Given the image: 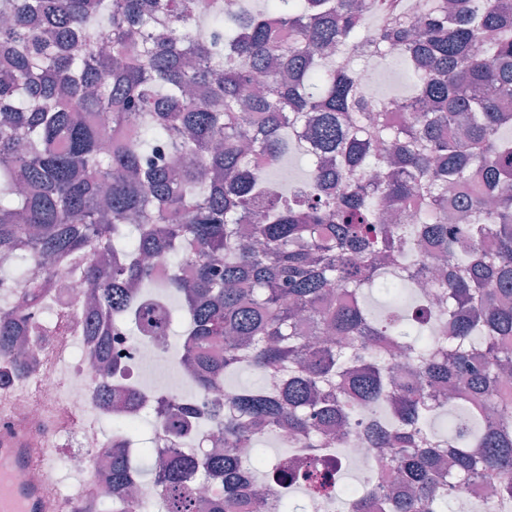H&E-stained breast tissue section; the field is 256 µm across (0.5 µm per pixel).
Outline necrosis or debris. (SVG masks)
I'll return each instance as SVG.
<instances>
[{"instance_id":"necrosis-or-debris-1","label":"necrosis or debris","mask_w":512,"mask_h":512,"mask_svg":"<svg viewBox=\"0 0 512 512\" xmlns=\"http://www.w3.org/2000/svg\"><path fill=\"white\" fill-rule=\"evenodd\" d=\"M54 286L50 293L29 303L28 341L38 364L34 370L16 377L5 388L12 401L7 408L10 421L39 436L52 432L51 414L72 419V427L61 435V446L76 471L84 475L89 490L81 502L83 512H98V505L112 493L108 464L114 447L125 448L132 465L129 482L140 500L159 503L162 478L144 474L140 456L143 452L162 457H186L208 449L213 439L209 432L213 423L201 418L186 417L187 409L204 399L224 402L228 390H197L190 376L180 372L185 349L168 346L169 336L160 333L147 336L132 330L124 321L105 322L107 341L116 370L104 373L94 364L91 353L95 342L83 333L84 317L79 303L87 283L82 273L73 267H58L53 271ZM74 343L81 355L65 369L52 366L50 360L65 344ZM136 393L141 411H152L160 402L170 404L172 414L183 419L179 431H170L158 424L149 443H142L137 432L112 429L118 415L120 396ZM318 457L338 463L365 462L367 484L384 486L369 445L360 432H352L341 449H317Z\"/></svg>"}]
</instances>
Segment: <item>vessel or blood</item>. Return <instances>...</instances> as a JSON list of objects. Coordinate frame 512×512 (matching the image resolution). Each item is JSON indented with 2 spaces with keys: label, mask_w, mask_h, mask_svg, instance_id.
<instances>
[{
  "label": "vessel or blood",
  "mask_w": 512,
  "mask_h": 512,
  "mask_svg": "<svg viewBox=\"0 0 512 512\" xmlns=\"http://www.w3.org/2000/svg\"><path fill=\"white\" fill-rule=\"evenodd\" d=\"M37 455L22 436L0 443V512H70V501L53 491L51 469H43L40 481L30 480Z\"/></svg>",
  "instance_id": "obj_1"
}]
</instances>
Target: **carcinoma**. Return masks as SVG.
<instances>
[{
    "label": "carcinoma",
    "instance_id": "obj_1",
    "mask_svg": "<svg viewBox=\"0 0 512 512\" xmlns=\"http://www.w3.org/2000/svg\"><path fill=\"white\" fill-rule=\"evenodd\" d=\"M112 28L105 43L101 27ZM396 56L419 108L385 125L345 54ZM512 0H0V257L51 266L86 260L88 303L157 334L150 260L186 310L185 364L202 391L239 369L261 383L231 393L224 451L164 465L166 512H194L187 477L224 484L211 512H259L257 432L287 448H340L362 409L377 465L397 489L379 512H443L474 475L512 499ZM317 150L299 187L262 173ZM437 274L404 276L421 248ZM50 281L0 290L35 301ZM379 288L387 307L365 308ZM414 305L405 313L403 290ZM0 304V356L25 335ZM309 323L333 340L314 343ZM224 344V359L212 349ZM449 392L468 425L432 419ZM306 493L372 503L339 469L291 461ZM112 455L100 512H147Z\"/></svg>",
    "mask_w": 512,
    "mask_h": 512
}]
</instances>
